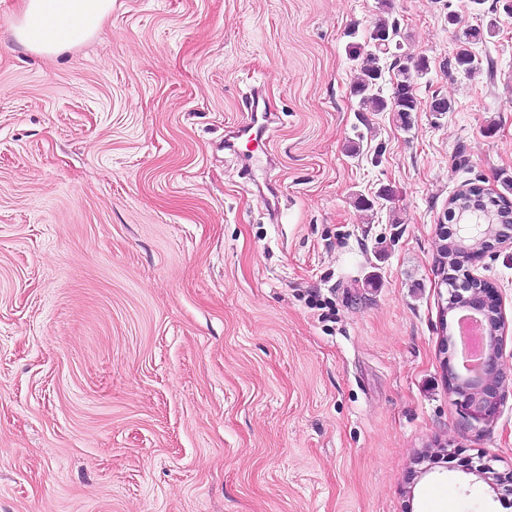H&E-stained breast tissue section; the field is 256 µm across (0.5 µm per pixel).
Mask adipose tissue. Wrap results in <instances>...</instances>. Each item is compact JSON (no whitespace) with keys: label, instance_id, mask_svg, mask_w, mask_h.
Here are the masks:
<instances>
[{"label":"adipose tissue","instance_id":"adipose-tissue-1","mask_svg":"<svg viewBox=\"0 0 512 512\" xmlns=\"http://www.w3.org/2000/svg\"><path fill=\"white\" fill-rule=\"evenodd\" d=\"M112 0H23L9 33L25 50L54 55L91 39Z\"/></svg>","mask_w":512,"mask_h":512}]
</instances>
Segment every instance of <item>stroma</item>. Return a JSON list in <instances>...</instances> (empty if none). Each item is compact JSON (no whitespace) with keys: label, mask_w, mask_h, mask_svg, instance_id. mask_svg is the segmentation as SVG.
Masks as SVG:
<instances>
[{"label":"stroma","mask_w":512,"mask_h":512,"mask_svg":"<svg viewBox=\"0 0 512 512\" xmlns=\"http://www.w3.org/2000/svg\"><path fill=\"white\" fill-rule=\"evenodd\" d=\"M0 0V512H512V249L495 416L449 388V199L512 179L502 0H112L24 50ZM458 24H449V16ZM493 73L454 64L463 29ZM397 22L420 109L363 112L350 32ZM263 88L274 164L224 128ZM451 105L439 115L432 98ZM369 200L370 209L360 207Z\"/></svg>","instance_id":"35a3bbf8"}]
</instances>
